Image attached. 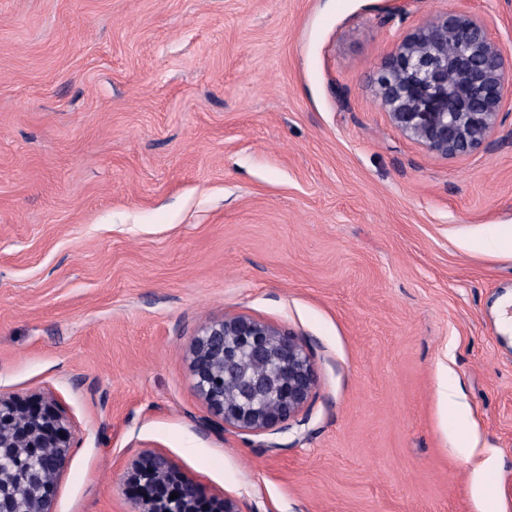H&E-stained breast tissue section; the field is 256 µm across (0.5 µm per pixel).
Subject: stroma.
<instances>
[{
    "instance_id": "stroma-1",
    "label": "stroma",
    "mask_w": 512,
    "mask_h": 512,
    "mask_svg": "<svg viewBox=\"0 0 512 512\" xmlns=\"http://www.w3.org/2000/svg\"><path fill=\"white\" fill-rule=\"evenodd\" d=\"M456 4L0 0V394L73 423L56 512H132L156 448L241 512H480L485 480L512 506V103L444 158L375 95ZM469 6L512 51V0ZM236 315L312 355L286 430L194 387L195 335Z\"/></svg>"
}]
</instances>
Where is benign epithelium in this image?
<instances>
[{
  "instance_id": "7a95c632",
  "label": "benign epithelium",
  "mask_w": 512,
  "mask_h": 512,
  "mask_svg": "<svg viewBox=\"0 0 512 512\" xmlns=\"http://www.w3.org/2000/svg\"><path fill=\"white\" fill-rule=\"evenodd\" d=\"M376 85L380 106L398 131L430 152L454 158L479 148L492 134L512 96V53L491 37L466 0H459L394 46ZM191 355L195 388L226 429L287 428L317 382L312 356L296 335L247 315L205 325ZM246 360L262 362L265 372H245ZM72 439L68 417L53 401L0 396V512H54V487L42 469L48 466L59 476ZM20 474L26 482L21 496ZM128 479L144 491L134 512H240L235 501L207 494L162 451L140 456Z\"/></svg>"
}]
</instances>
